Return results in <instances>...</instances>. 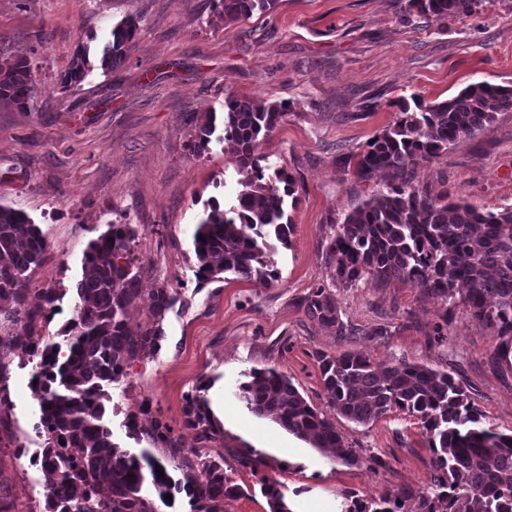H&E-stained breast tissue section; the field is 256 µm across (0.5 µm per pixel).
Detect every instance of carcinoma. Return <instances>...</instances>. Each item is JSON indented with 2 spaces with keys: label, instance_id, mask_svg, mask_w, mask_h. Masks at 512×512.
<instances>
[{
  "label": "carcinoma",
  "instance_id": "1",
  "mask_svg": "<svg viewBox=\"0 0 512 512\" xmlns=\"http://www.w3.org/2000/svg\"><path fill=\"white\" fill-rule=\"evenodd\" d=\"M277 0H219L224 21L237 22L254 11H268ZM483 0H406L409 11L428 21L468 17ZM138 20L128 17L112 28L97 50L100 67L113 70L127 58ZM90 47L79 45L70 67L58 77L63 87L80 84L89 71ZM38 92L24 56L0 66V103L26 112ZM398 117L358 155L354 174L367 180L378 172L405 170L430 160L463 137L482 131L499 112L512 111V87L471 84L453 97L426 103L402 99ZM289 106L253 98L224 101V144L242 178L224 204L208 201L194 233L197 277L208 281L233 274L243 281L269 284L279 279L272 241L288 246L293 224L285 217L295 197V181L282 169L268 173L263 140L280 125ZM217 117L208 112L195 127L191 149L209 154ZM326 255L332 278L353 288L364 278L385 284L407 281L444 304L463 306L470 316L494 329L501 339L496 354L512 352V206L483 211L457 192L435 194L407 183L390 184L362 201L340 224L330 226ZM138 229L108 224L90 242L74 317L62 341L42 334L55 310L58 289L43 290V304L27 305L28 272L42 265L47 236L27 214L0 205V301L16 305L22 333L9 344L25 346L39 358L31 389L40 393L42 422L49 439L40 458L49 487L45 512H156L143 490L165 495L181 487L167 467L149 455L138 458L112 440L105 424V386L119 381L129 364L159 348L163 319L175 295L167 280L155 288L150 315L130 324L139 298L140 276L134 270L131 244ZM306 315L347 335L336 298L321 284L301 299ZM326 409L310 404L288 375L276 367L253 369L236 387L237 397L254 414L333 454L336 462H358L330 416L368 425L397 410L418 418L432 454L429 482L369 498L346 512H512V433L480 425L481 414L448 372L428 364L401 360L380 372L366 355L352 352L317 356ZM186 423L203 440L214 430L200 395L186 400ZM153 442L177 447L171 428L148 420ZM163 470L158 476L156 468ZM186 489L197 512H223L224 500L249 494L212 458L185 474ZM285 486L265 477L260 493L271 512H291Z\"/></svg>",
  "mask_w": 512,
  "mask_h": 512
}]
</instances>
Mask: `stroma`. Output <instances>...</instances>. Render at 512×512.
Wrapping results in <instances>:
<instances>
[{
	"mask_svg": "<svg viewBox=\"0 0 512 512\" xmlns=\"http://www.w3.org/2000/svg\"><path fill=\"white\" fill-rule=\"evenodd\" d=\"M130 16L139 29L122 65L93 67L72 88L57 84L79 44L101 47ZM17 56L30 61L39 92L27 112L0 104V204L24 211L50 243L29 276L30 304L40 303L42 289L60 291L44 335H60L73 317L84 253L109 223L139 230L132 323L149 314L159 281L175 290L159 349L108 389L105 420L121 448L149 452L179 485L186 462L205 451L223 458L238 484L276 478L292 512H341L422 484L432 454L416 417L395 411L368 426L335 417L359 459L349 466L235 395L245 372L276 366L309 403L324 406L317 355L346 350L380 367L407 360L447 370L484 426L512 432V357L496 358L494 330L460 308L444 325V303L407 282L337 287L326 258L331 225L388 183L446 187L486 211L512 206V112L402 173L361 181L342 164L395 121L400 98L439 102L478 82L512 86V0H484L471 16L430 23L408 14L406 0H277L229 24L217 0H0V62ZM229 96L289 106L260 147L293 177L298 198L287 211L294 232L273 255L279 279L271 287L196 277V224L210 198L233 193L239 175L222 144L193 156L190 134L205 113H223ZM321 284L334 290L347 338L299 305ZM380 327L385 335L368 339ZM0 363V394L9 399L0 408V507L42 512L47 479L16 454L41 418L29 386L36 361L15 347L0 350ZM195 393L216 427L207 441L185 422ZM151 417L171 427L177 449L151 441ZM373 456L381 465L370 464Z\"/></svg>",
	"mask_w": 512,
	"mask_h": 512,
	"instance_id": "1",
	"label": "stroma"
}]
</instances>
